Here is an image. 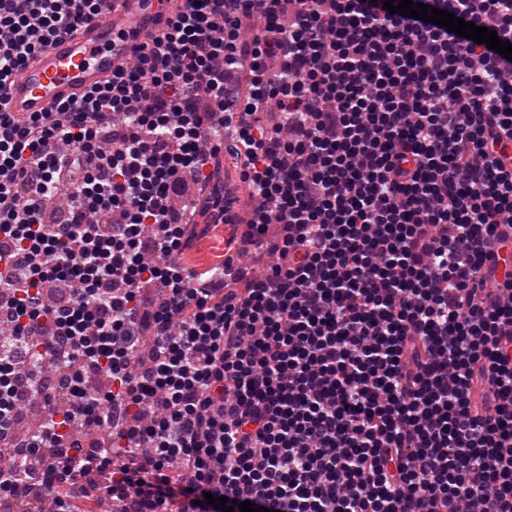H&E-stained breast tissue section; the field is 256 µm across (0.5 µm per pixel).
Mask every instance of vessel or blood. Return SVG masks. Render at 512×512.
<instances>
[{
  "instance_id": "b4317fda",
  "label": "vessel or blood",
  "mask_w": 512,
  "mask_h": 512,
  "mask_svg": "<svg viewBox=\"0 0 512 512\" xmlns=\"http://www.w3.org/2000/svg\"><path fill=\"white\" fill-rule=\"evenodd\" d=\"M182 0H112L100 17L64 36L28 61L0 94L8 111L26 116L75 100L128 62L145 37L177 13Z\"/></svg>"
}]
</instances>
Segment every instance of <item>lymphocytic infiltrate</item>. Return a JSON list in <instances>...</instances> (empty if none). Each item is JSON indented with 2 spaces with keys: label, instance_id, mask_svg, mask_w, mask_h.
Segmentation results:
<instances>
[{
  "label": "lymphocytic infiltrate",
  "instance_id": "1",
  "mask_svg": "<svg viewBox=\"0 0 512 512\" xmlns=\"http://www.w3.org/2000/svg\"><path fill=\"white\" fill-rule=\"evenodd\" d=\"M109 0H0V86ZM512 42V0H422ZM275 101L280 121L267 126ZM225 154L254 278L181 260ZM512 63L382 0H184L79 100L0 106L14 512H512ZM70 191L62 222L46 203ZM68 383L25 368L31 343ZM109 376L87 399L88 372ZM42 428L13 437L20 404ZM112 441L84 447L77 428Z\"/></svg>",
  "mask_w": 512,
  "mask_h": 512
}]
</instances>
